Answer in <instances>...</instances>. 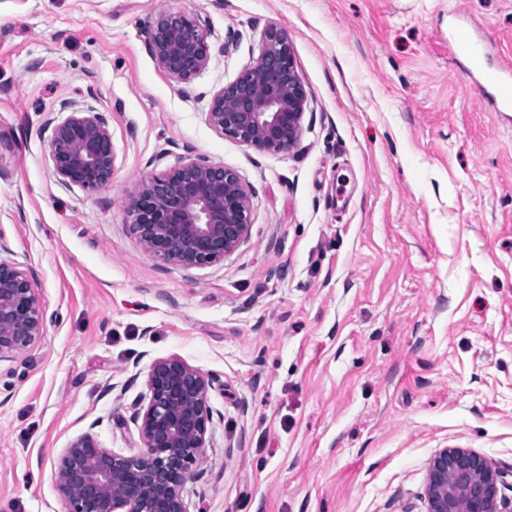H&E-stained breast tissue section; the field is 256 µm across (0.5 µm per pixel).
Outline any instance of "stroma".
Listing matches in <instances>:
<instances>
[{"label":"stroma","mask_w":512,"mask_h":512,"mask_svg":"<svg viewBox=\"0 0 512 512\" xmlns=\"http://www.w3.org/2000/svg\"><path fill=\"white\" fill-rule=\"evenodd\" d=\"M166 10L213 47L188 84L144 34ZM455 22L512 61V0H0V255L43 316L0 363V512H65L55 465L81 434L138 452L131 406L168 357L211 381L191 512H426L444 448L512 498V112L479 105ZM272 26L310 99L281 154L207 121ZM87 110L115 153L97 189L49 151ZM188 155L251 194L247 239L205 266L148 254L126 211Z\"/></svg>","instance_id":"35a3bbf8"}]
</instances>
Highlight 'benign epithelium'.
Listing matches in <instances>:
<instances>
[{
  "label": "benign epithelium",
  "mask_w": 512,
  "mask_h": 512,
  "mask_svg": "<svg viewBox=\"0 0 512 512\" xmlns=\"http://www.w3.org/2000/svg\"><path fill=\"white\" fill-rule=\"evenodd\" d=\"M152 53L178 83L207 66L212 47L196 20L162 12L147 31ZM308 95L285 34L268 29L257 62L213 93L207 119L224 135L260 152L293 147L303 130ZM55 174L85 189L107 185L114 172L112 136L96 112H73L49 141ZM130 224L151 256L203 266L246 239L251 200L237 172L187 157L144 181L127 202ZM43 333L41 303L27 273L0 260V362L35 344ZM210 380L174 357L151 365L134 419L143 450L125 455L90 433L62 449L58 491L67 512H190L185 485L206 444L212 409ZM427 512H512L498 498V472L465 448H444L429 464Z\"/></svg>",
  "instance_id": "benign-epithelium-1"
}]
</instances>
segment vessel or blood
<instances>
[{
    "instance_id": "obj_1",
    "label": "vessel or blood",
    "mask_w": 512,
    "mask_h": 512,
    "mask_svg": "<svg viewBox=\"0 0 512 512\" xmlns=\"http://www.w3.org/2000/svg\"><path fill=\"white\" fill-rule=\"evenodd\" d=\"M448 37L462 51L463 66L473 79L480 105L497 112H512V64H490L484 38L468 29H452Z\"/></svg>"
}]
</instances>
